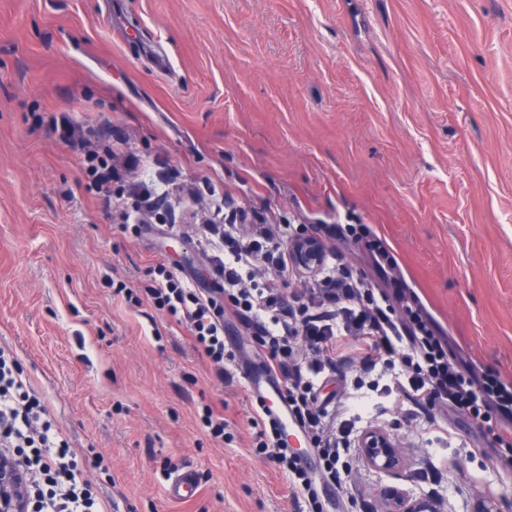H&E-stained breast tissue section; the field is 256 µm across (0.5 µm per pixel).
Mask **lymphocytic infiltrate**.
<instances>
[{
  "label": "lymphocytic infiltrate",
  "mask_w": 512,
  "mask_h": 512,
  "mask_svg": "<svg viewBox=\"0 0 512 512\" xmlns=\"http://www.w3.org/2000/svg\"><path fill=\"white\" fill-rule=\"evenodd\" d=\"M107 140L103 153L86 155L82 170L101 208L142 234L146 224H189L196 215L187 201L172 203L173 180L147 184L150 161L120 153L112 144V122L96 128ZM204 229L221 243L211 260L213 287L200 289L172 270L165 260L149 269L144 291L153 306L189 325L195 349L224 378V316L217 294H224L233 315L255 331L265 364L282 385L289 407L314 448L320 477L345 490L359 441L371 416L337 405L327 413L316 404L314 389L326 375H341L350 356H358L364 375L355 389L369 388L376 409L385 400L404 398L411 419L423 432L440 431L435 413H464L503 470L512 471V382L493 373L454 365L448 339L415 295L398 278L384 289L368 286L344 264L342 253H327L306 226L287 230L268 216L265 205L238 204L231 192L219 193L214 218ZM306 282V289L285 296L275 285L260 286L268 269ZM303 341L312 359L297 357ZM0 450L15 455L27 474V512H99L90 487L81 481V464L69 441L55 428L43 401L19 373L12 351L0 347Z\"/></svg>",
  "instance_id": "lymphocytic-infiltrate-1"
}]
</instances>
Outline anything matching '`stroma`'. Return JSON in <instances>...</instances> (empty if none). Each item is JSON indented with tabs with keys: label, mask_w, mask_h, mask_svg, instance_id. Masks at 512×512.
Returning a JSON list of instances; mask_svg holds the SVG:
<instances>
[{
	"label": "stroma",
	"mask_w": 512,
	"mask_h": 512,
	"mask_svg": "<svg viewBox=\"0 0 512 512\" xmlns=\"http://www.w3.org/2000/svg\"><path fill=\"white\" fill-rule=\"evenodd\" d=\"M0 0V346L80 457L104 512H295L300 490L253 446L240 375L251 330L224 337V381L187 325L129 301L158 258L210 282L206 240L134 236L88 192L75 134L113 120L133 152L265 201L317 231L363 224L448 337L452 362L512 379V0ZM160 44L170 67L144 54ZM224 418L223 439L201 417ZM420 434L401 403L377 428L397 468L357 461L342 512L442 491L512 512V472L464 414ZM189 470L188 501L166 493Z\"/></svg>",
	"instance_id": "35a3bbf8"
}]
</instances>
